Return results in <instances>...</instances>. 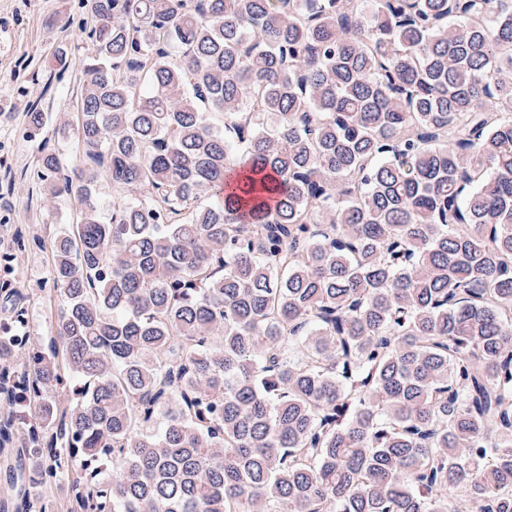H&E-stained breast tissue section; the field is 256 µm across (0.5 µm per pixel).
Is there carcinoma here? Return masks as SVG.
<instances>
[{"instance_id":"1","label":"carcinoma","mask_w":512,"mask_h":512,"mask_svg":"<svg viewBox=\"0 0 512 512\" xmlns=\"http://www.w3.org/2000/svg\"><path fill=\"white\" fill-rule=\"evenodd\" d=\"M88 2L5 460L70 512H512V0Z\"/></svg>"}]
</instances>
